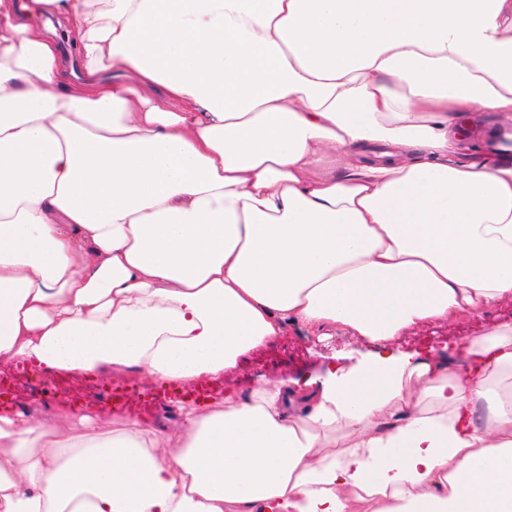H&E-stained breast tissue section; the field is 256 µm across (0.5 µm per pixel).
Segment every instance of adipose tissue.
Returning a JSON list of instances; mask_svg holds the SVG:
<instances>
[{
  "instance_id": "1",
  "label": "adipose tissue",
  "mask_w": 512,
  "mask_h": 512,
  "mask_svg": "<svg viewBox=\"0 0 512 512\" xmlns=\"http://www.w3.org/2000/svg\"><path fill=\"white\" fill-rule=\"evenodd\" d=\"M33 2L65 37L0 0V361L182 381L512 299V0ZM508 389L505 324L170 433L0 416V512H512Z\"/></svg>"
}]
</instances>
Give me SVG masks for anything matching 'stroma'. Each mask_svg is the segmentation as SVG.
Listing matches in <instances>:
<instances>
[{"label":"stroma","instance_id":"1","mask_svg":"<svg viewBox=\"0 0 512 512\" xmlns=\"http://www.w3.org/2000/svg\"><path fill=\"white\" fill-rule=\"evenodd\" d=\"M506 323L512 324L511 300L418 326L404 333L396 346L409 353L444 352L454 347L460 337L477 336ZM374 349V343L340 332L321 336L303 326L291 324L272 342L250 351L235 367L226 369L219 377L208 379L207 384L211 397L220 398L228 392L246 397L261 385L321 377L326 367L331 365L350 368ZM128 376V416L149 421L159 428L171 427L178 419L181 407L186 404L184 394L192 389V382L159 385L140 370L129 371ZM49 377L55 386L63 389V396L50 397L36 382L19 374L15 377L12 404L6 408V415L21 414L40 420L67 409L77 415L111 418V400L101 389V374L53 371ZM152 387L157 390L156 400L144 404L143 393Z\"/></svg>","mask_w":512,"mask_h":512}]
</instances>
